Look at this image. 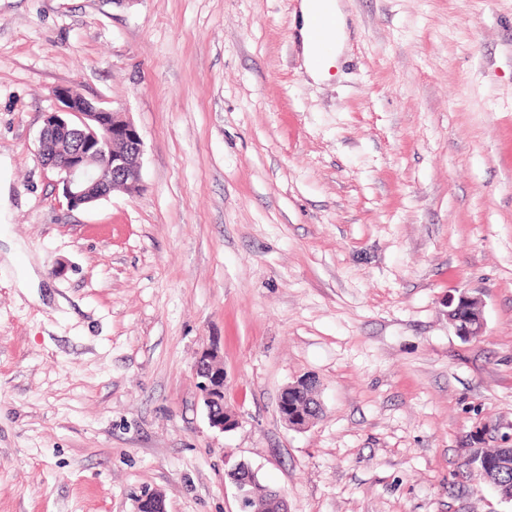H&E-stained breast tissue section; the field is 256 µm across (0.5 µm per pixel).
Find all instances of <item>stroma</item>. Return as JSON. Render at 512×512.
<instances>
[{"instance_id": "1", "label": "stroma", "mask_w": 512, "mask_h": 512, "mask_svg": "<svg viewBox=\"0 0 512 512\" xmlns=\"http://www.w3.org/2000/svg\"><path fill=\"white\" fill-rule=\"evenodd\" d=\"M300 2L0 0V512H236L242 460L288 512H512L465 465L512 448V0H340L321 81ZM71 85L139 130L140 194L68 207L37 138ZM337 1L302 0L300 5L301 17L297 28L301 37L304 65L307 74L315 80L328 76L331 62L340 53L346 39V22ZM322 16H330L336 20L328 46L324 50L315 40L316 26ZM447 315L449 322L455 328L456 334L462 339H472L481 336L484 330L482 318V303L479 297L460 294L457 301H448ZM193 371L209 425L223 433L237 428L239 415L224 405V364L217 348L202 350L195 359ZM310 391L308 395L313 400L309 404L306 412H292L289 407V398L300 396ZM322 410V404L318 397L317 383L313 378L306 377L297 379L294 383L285 387L278 399V412L282 420L294 429H307L311 427L319 418Z\"/></svg>"}]
</instances>
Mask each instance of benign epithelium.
Returning <instances> with one entry per match:
<instances>
[{
	"mask_svg": "<svg viewBox=\"0 0 512 512\" xmlns=\"http://www.w3.org/2000/svg\"><path fill=\"white\" fill-rule=\"evenodd\" d=\"M54 96L59 105L45 114L39 154L45 165L56 172L68 205L75 209L100 201L108 197L107 188L112 185L126 187L130 195L138 194L143 188V140L134 123L125 113L100 106L76 87L58 88ZM481 308L480 298L465 293L448 301V320L462 339L483 334ZM193 371L209 425L223 433L237 428L239 415L224 405V364L217 348L202 350ZM305 393L313 400L307 411H291L289 398ZM321 410L317 383L310 377L285 387L278 399L280 417L294 429L311 427ZM228 477L237 490L238 512H288L278 491H271L263 500L253 496L252 486L257 478L248 463H236ZM136 512H167L164 496L158 491L141 494Z\"/></svg>",
	"mask_w": 512,
	"mask_h": 512,
	"instance_id": "1",
	"label": "benign epithelium"
}]
</instances>
